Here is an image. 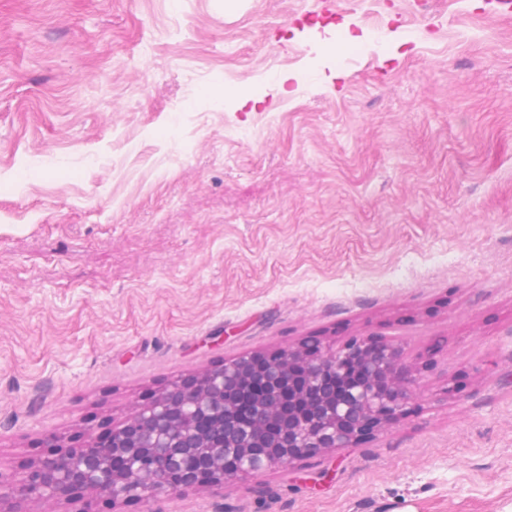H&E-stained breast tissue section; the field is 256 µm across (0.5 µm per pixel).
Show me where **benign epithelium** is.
Listing matches in <instances>:
<instances>
[{"mask_svg": "<svg viewBox=\"0 0 512 512\" xmlns=\"http://www.w3.org/2000/svg\"><path fill=\"white\" fill-rule=\"evenodd\" d=\"M253 376L263 391L244 423L237 393ZM417 380L397 345L370 336L337 349L307 340L228 359L164 389L105 436L40 457L19 487L0 473V506L9 504L0 512H28L31 500L67 494L115 502L218 487L303 455L353 448L406 415Z\"/></svg>", "mask_w": 512, "mask_h": 512, "instance_id": "1", "label": "benign epithelium"}]
</instances>
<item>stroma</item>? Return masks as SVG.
Masks as SVG:
<instances>
[{
    "instance_id": "obj_1",
    "label": "stroma",
    "mask_w": 512,
    "mask_h": 512,
    "mask_svg": "<svg viewBox=\"0 0 512 512\" xmlns=\"http://www.w3.org/2000/svg\"><path fill=\"white\" fill-rule=\"evenodd\" d=\"M353 336L420 372L357 447L31 512H512V13L0 0V472L226 359Z\"/></svg>"
}]
</instances>
